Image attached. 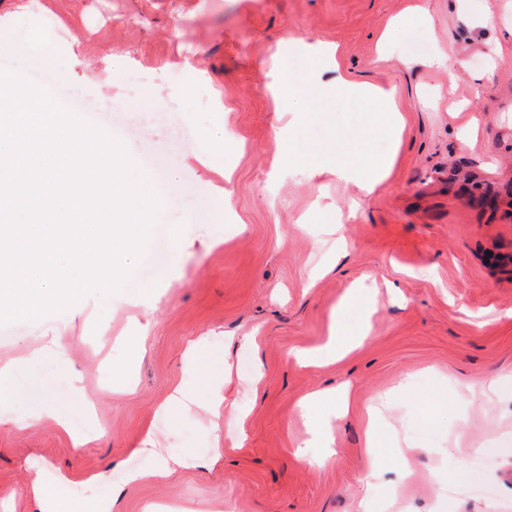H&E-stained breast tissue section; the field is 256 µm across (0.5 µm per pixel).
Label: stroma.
<instances>
[{
  "label": "stroma",
  "mask_w": 512,
  "mask_h": 512,
  "mask_svg": "<svg viewBox=\"0 0 512 512\" xmlns=\"http://www.w3.org/2000/svg\"><path fill=\"white\" fill-rule=\"evenodd\" d=\"M16 2L0 18V67L111 123L167 189L111 299L0 326L1 362L62 325L82 378L73 389L47 361L0 404V512H45L31 483L63 474L67 499L110 512H512V0ZM292 40L337 47L321 81L394 92L400 141L382 150L397 159L373 194L280 166L293 115L274 91ZM439 53L462 61L456 80L425 67ZM361 285L368 302L347 315L358 345L299 365L294 352L324 345ZM205 336L222 342L186 362ZM116 364L124 379L107 378ZM494 379L505 388L477 397ZM180 386L190 398L162 414ZM318 392L347 413L329 421L332 455L313 448L304 462L298 405ZM386 393L371 458L367 407ZM49 408L85 417L89 441L74 447ZM148 432L153 446L138 449ZM163 463L166 478L129 485Z\"/></svg>",
  "instance_id": "obj_1"
}]
</instances>
